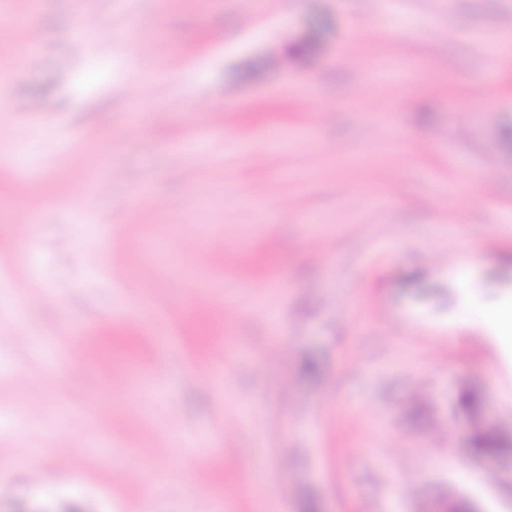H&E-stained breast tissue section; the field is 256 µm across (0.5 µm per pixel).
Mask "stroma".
Returning <instances> with one entry per match:
<instances>
[{"mask_svg":"<svg viewBox=\"0 0 512 512\" xmlns=\"http://www.w3.org/2000/svg\"><path fill=\"white\" fill-rule=\"evenodd\" d=\"M14 13L42 40L0 42L26 159L0 163V295L42 299L0 315V512H512V351L484 322L512 308V46L486 47L512 0ZM135 29L169 58L130 66ZM473 391L499 456L468 448Z\"/></svg>","mask_w":512,"mask_h":512,"instance_id":"stroma-1","label":"stroma"}]
</instances>
